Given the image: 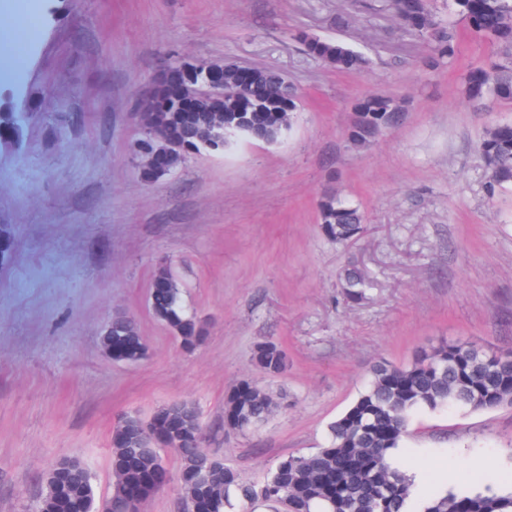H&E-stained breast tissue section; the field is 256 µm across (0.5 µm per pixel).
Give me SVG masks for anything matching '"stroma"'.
Listing matches in <instances>:
<instances>
[{"instance_id": "obj_1", "label": "stroma", "mask_w": 512, "mask_h": 512, "mask_svg": "<svg viewBox=\"0 0 512 512\" xmlns=\"http://www.w3.org/2000/svg\"><path fill=\"white\" fill-rule=\"evenodd\" d=\"M19 35L0 92L28 119L0 148V512H31L49 471L74 457L98 496L112 490V430L191 404L205 448L256 483L280 458L327 442L378 362L409 364L442 341L512 348V186L486 198L479 142L512 123V102L478 107L467 72L504 52L462 37L454 61L426 64L428 45L403 29L392 0H12L0 39ZM342 40L369 60L338 72L301 34ZM234 59L285 74L298 108L277 142L238 139L143 180L135 113L173 57ZM370 95L402 106L368 148L347 139ZM360 208L345 246L321 233L319 205ZM369 289L345 301L341 274ZM182 288L204 340L184 350L148 306L159 267ZM133 318L147 346L113 361L105 323ZM288 356L280 376L255 346ZM249 380L279 406L258 429L224 423V395ZM397 462L420 470L415 494L512 489V405L415 411ZM141 512H183L180 457ZM253 363L267 376L281 374L287 367V357L284 350L272 341L257 344L253 352Z\"/></svg>"}]
</instances>
